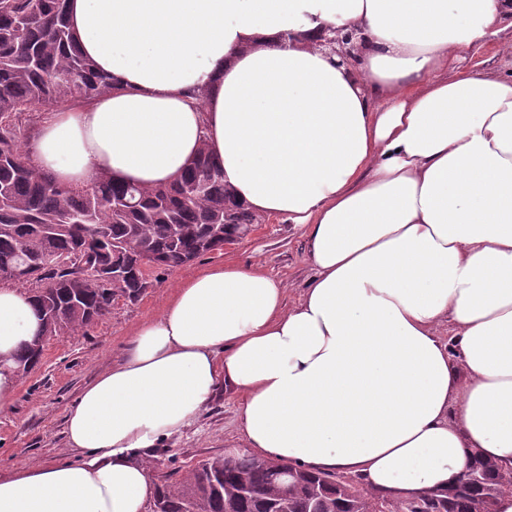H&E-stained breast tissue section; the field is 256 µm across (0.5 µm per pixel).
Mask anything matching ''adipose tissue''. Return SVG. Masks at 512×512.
<instances>
[{"instance_id": "1", "label": "adipose tissue", "mask_w": 512, "mask_h": 512, "mask_svg": "<svg viewBox=\"0 0 512 512\" xmlns=\"http://www.w3.org/2000/svg\"><path fill=\"white\" fill-rule=\"evenodd\" d=\"M116 90L49 113L32 165L166 184L200 146L238 203L296 225L299 302L258 265L182 282L65 417L74 462L0 475V512H146L143 457L217 388L258 457L397 498L480 454L512 467V68L457 66L512 0H69ZM353 34L341 61L325 39ZM451 337L442 341L440 324ZM40 329L0 287V411Z\"/></svg>"}]
</instances>
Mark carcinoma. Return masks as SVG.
Returning <instances> with one entry per match:
<instances>
[{
    "label": "carcinoma",
    "instance_id": "carcinoma-1",
    "mask_svg": "<svg viewBox=\"0 0 512 512\" xmlns=\"http://www.w3.org/2000/svg\"><path fill=\"white\" fill-rule=\"evenodd\" d=\"M116 90L78 49L67 0H0V274L33 295L41 333L17 359L41 358L49 336L77 333L137 300L150 282L138 265L176 268L224 246V225L259 219L230 196L224 172L201 147L173 182L154 187L99 177L68 186L29 162L22 139L33 113L59 112ZM127 252L126 277L106 287L112 246ZM37 265L6 277L23 251ZM294 477L286 480L280 469ZM512 494V468L478 454L446 489L395 499L353 475L310 471L236 448L199 461L157 488L153 512H496Z\"/></svg>",
    "mask_w": 512,
    "mask_h": 512
}]
</instances>
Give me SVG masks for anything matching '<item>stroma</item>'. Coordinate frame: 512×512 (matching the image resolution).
Segmentation results:
<instances>
[{
	"label": "stroma",
	"instance_id": "1",
	"mask_svg": "<svg viewBox=\"0 0 512 512\" xmlns=\"http://www.w3.org/2000/svg\"><path fill=\"white\" fill-rule=\"evenodd\" d=\"M228 262L258 264L282 279L291 306L314 274L302 233L277 217L265 219L258 235L184 266L152 269L151 285L137 301L117 300L111 314L87 331L45 340L40 365L20 381L9 410L0 412V472L74 459L66 445L65 416L82 388L122 354L137 324L163 312L176 286ZM240 402L239 396L219 394L195 424L157 449L152 458L155 479L180 478L198 461L241 447Z\"/></svg>",
	"mask_w": 512,
	"mask_h": 512
}]
</instances>
